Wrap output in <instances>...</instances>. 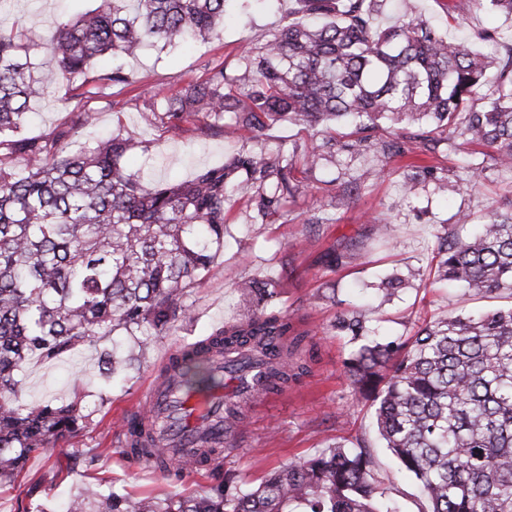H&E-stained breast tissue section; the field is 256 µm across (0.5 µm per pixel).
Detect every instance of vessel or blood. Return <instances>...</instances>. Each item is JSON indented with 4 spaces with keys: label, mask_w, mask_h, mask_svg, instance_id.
<instances>
[{
    "label": "vessel or blood",
    "mask_w": 512,
    "mask_h": 512,
    "mask_svg": "<svg viewBox=\"0 0 512 512\" xmlns=\"http://www.w3.org/2000/svg\"><path fill=\"white\" fill-rule=\"evenodd\" d=\"M146 402L156 416L154 437L165 441L172 453L204 466L203 447H222L224 432L215 421L224 414V392L207 395L186 392L177 369L155 380Z\"/></svg>",
    "instance_id": "vessel-or-blood-1"
}]
</instances>
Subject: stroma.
I'll use <instances>...</instances> for the list:
<instances>
[{
  "label": "stroma",
  "instance_id": "1",
  "mask_svg": "<svg viewBox=\"0 0 512 512\" xmlns=\"http://www.w3.org/2000/svg\"><path fill=\"white\" fill-rule=\"evenodd\" d=\"M414 5L440 33L455 40L472 39L477 30L500 24L478 0H414ZM94 6L95 0H0V19L31 27L45 41L53 35L55 22ZM292 7V0H252L245 11L238 0H229L221 38L142 47L130 63L132 89L116 104L95 96L72 98L67 80L59 79L35 104L28 132L47 136L61 123L91 113V122L79 127L80 140L118 131L138 143V152L127 164L145 187L192 179L241 149L273 154L295 142L309 143L312 130L297 126L273 125L259 139L247 132L227 138L193 118L169 130L152 123L146 111L162 94L203 76L208 61L235 69L243 47L265 43L272 31L288 23ZM406 174L401 161L382 164L376 150L339 151L305 181L277 221H256L246 200H232L226 216L230 242L216 258L207 282L189 297L195 321L153 337L145 363L131 371L124 385L104 386L100 350L94 346L50 363L32 360L22 375V401L77 398L86 421L55 447L32 453L15 480L0 485V512H25L36 502L54 512L83 484L102 480L117 481L136 496L206 488L211 481L208 471L164 475L123 457L117 448L125 421L142 412L140 395L158 377L167 353L237 317L241 307L234 283L257 274L280 279L283 309L308 333L301 356L305 371L282 393L242 404L247 427L225 450L224 471L257 481L274 467L307 458L328 444L361 443L371 447L375 472L388 494L399 500L402 512H421L412 480L399 473L391 454L377 445L371 407L354 401L343 363L355 345L336 331L334 323L356 303L381 335L406 339L424 318L490 306V299L466 298L459 289L425 288L415 281L384 303L378 285L386 276L425 265L429 247L438 234L455 229L459 213H471L479 221L489 212L511 209L512 174L491 168L475 187L448 195L435 191L432 182L421 181L409 198L399 188ZM330 205L335 208V223L311 224V217ZM376 212L385 213L400 230V246L392 253L380 252L365 222L366 215ZM332 246L367 250L371 262L329 270L318 258Z\"/></svg>",
  "mask_w": 512,
  "mask_h": 512
}]
</instances>
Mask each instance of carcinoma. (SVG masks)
<instances>
[{
	"instance_id": "cac0c4a2",
	"label": "carcinoma",
	"mask_w": 512,
	"mask_h": 512,
	"mask_svg": "<svg viewBox=\"0 0 512 512\" xmlns=\"http://www.w3.org/2000/svg\"><path fill=\"white\" fill-rule=\"evenodd\" d=\"M97 2L56 23L43 44L50 70L31 59L36 33L0 28V483L85 420L78 400L24 405L19 376L26 365L112 337L125 347L103 353L106 379L142 363L150 337L194 320L187 298L224 252L226 204L246 198L263 222L280 214L300 189L297 161L313 174L336 147L331 131L338 125L351 128L345 150L370 143L389 125L392 138L380 146L386 162L435 153L446 141L458 151L486 147L495 166L512 171V42L502 43L498 31L478 35L496 47L490 58L435 32L406 7L410 0H396L400 12L384 28L374 21L378 0H294V19L241 51L240 74L217 63L149 111L171 128L194 117L233 137L294 123L324 134L322 141L274 157L239 150L189 181L146 190L123 164L135 144L121 133L68 150L73 125L30 136L28 115L61 77L79 81L70 88L74 98L122 94L133 85L129 72L119 64L100 74L96 60L216 36L227 0ZM411 170L407 193L422 178L458 193L479 183L485 166L471 163L454 181L438 167ZM368 223L378 241L397 245L386 218ZM457 223L431 251L430 287L451 283L482 297L505 291L512 300V212L488 215L472 234L461 233L470 214H459ZM277 287L270 278L236 283L250 314L182 347L186 390L217 384L211 353L219 347L225 375L242 386L247 368L263 366L258 395L303 374L294 352L304 333L279 306ZM334 328L361 341L344 363L354 396L372 402L380 444L416 480L430 512H512V303L450 312L419 326L410 343L376 337L355 312L339 315ZM151 425V414L137 415L126 438ZM244 425L236 406L224 408L225 430L233 435ZM133 452L162 471L191 466L163 445H135ZM94 503L99 512H291L293 505L304 512H399L378 492L370 453L341 442L275 468L257 484L228 472L203 493L164 498L85 486L66 512H88Z\"/></svg>"
}]
</instances>
